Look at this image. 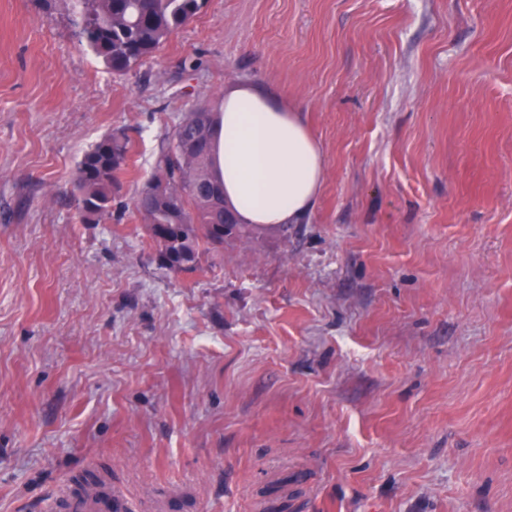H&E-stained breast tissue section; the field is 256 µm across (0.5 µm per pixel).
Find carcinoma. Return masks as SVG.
<instances>
[{
    "label": "carcinoma",
    "instance_id": "obj_1",
    "mask_svg": "<svg viewBox=\"0 0 512 512\" xmlns=\"http://www.w3.org/2000/svg\"><path fill=\"white\" fill-rule=\"evenodd\" d=\"M204 0H73L81 18V43L112 71L126 73L151 57L179 27L201 9ZM220 124L218 113L199 107L184 116L163 146L152 178L139 196L155 200L135 204L158 246L162 265L173 273L195 268L202 246L224 245V237L244 225L217 221L224 202L212 153ZM131 142L120 132L103 137L86 151L74 180L83 221L112 219V197L126 166Z\"/></svg>",
    "mask_w": 512,
    "mask_h": 512
}]
</instances>
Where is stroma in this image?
I'll return each mask as SVG.
<instances>
[{"instance_id": "obj_1", "label": "stroma", "mask_w": 512, "mask_h": 512, "mask_svg": "<svg viewBox=\"0 0 512 512\" xmlns=\"http://www.w3.org/2000/svg\"><path fill=\"white\" fill-rule=\"evenodd\" d=\"M79 31L0 0V512L88 471L165 512H512V0H205L125 74ZM237 83L302 112L323 191L175 274L134 201ZM130 150L127 136L115 132L103 137L82 155L74 184L83 221L100 223L112 218V197L119 187V175L126 166Z\"/></svg>"}]
</instances>
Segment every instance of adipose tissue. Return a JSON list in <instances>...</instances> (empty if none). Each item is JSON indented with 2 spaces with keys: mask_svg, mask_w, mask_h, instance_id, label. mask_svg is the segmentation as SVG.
<instances>
[{
  "mask_svg": "<svg viewBox=\"0 0 512 512\" xmlns=\"http://www.w3.org/2000/svg\"><path fill=\"white\" fill-rule=\"evenodd\" d=\"M213 162L239 223L299 224L322 189L324 157L300 112L252 85L224 93Z\"/></svg>",
  "mask_w": 512,
  "mask_h": 512,
  "instance_id": "adipose-tissue-1",
  "label": "adipose tissue"
}]
</instances>
